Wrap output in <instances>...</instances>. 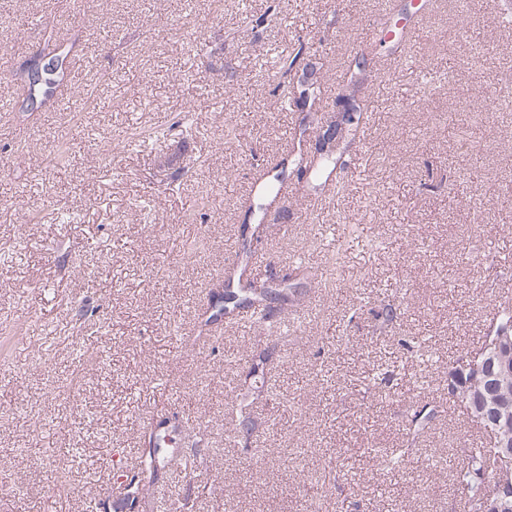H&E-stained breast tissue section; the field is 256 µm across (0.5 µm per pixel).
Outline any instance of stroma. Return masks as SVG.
<instances>
[{"label":"stroma","mask_w":512,"mask_h":512,"mask_svg":"<svg viewBox=\"0 0 512 512\" xmlns=\"http://www.w3.org/2000/svg\"><path fill=\"white\" fill-rule=\"evenodd\" d=\"M496 3L437 0L409 47L436 84L390 70L365 178L317 209L285 189L252 264L302 261L314 278L284 314L290 338L245 446L224 399L261 330L228 322L210 340L203 311L236 260L256 179L293 136L269 76L314 35L334 99L387 0H279L254 30L246 19L268 0H0V512H113L112 462L140 455L153 414L200 427V452L136 492L130 512L162 498L188 512H468L434 461L471 439L448 401V358L476 349L495 299H512V216L468 207L512 197V27ZM54 41L73 44L71 85L89 101L14 111L13 73ZM474 88L500 111H474ZM161 120L167 136L110 150ZM464 125L481 151L460 142ZM385 282L404 299L389 323L362 303ZM76 341L90 364L76 365ZM428 400L443 412L412 442L404 414ZM395 448L409 451L405 469L373 465L370 451Z\"/></svg>","instance_id":"1"}]
</instances>
